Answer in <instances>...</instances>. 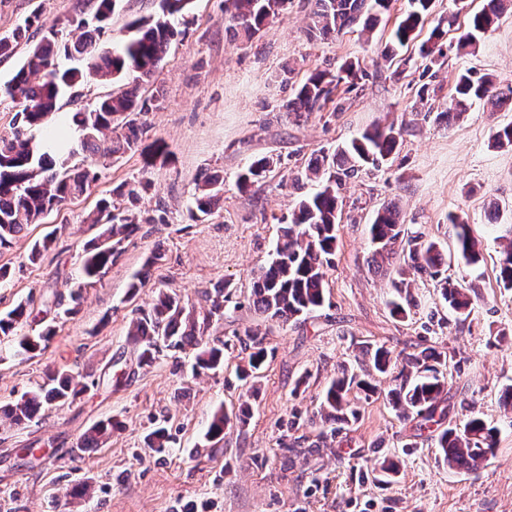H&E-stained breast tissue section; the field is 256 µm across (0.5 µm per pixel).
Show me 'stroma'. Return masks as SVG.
I'll use <instances>...</instances> for the list:
<instances>
[{
	"label": "stroma",
	"mask_w": 512,
	"mask_h": 512,
	"mask_svg": "<svg viewBox=\"0 0 512 512\" xmlns=\"http://www.w3.org/2000/svg\"><path fill=\"white\" fill-rule=\"evenodd\" d=\"M481 6L482 0H433L417 37L387 60L382 52L409 0H393L370 36L353 28L325 40L309 35L308 0H287L258 34L235 40L226 33L224 0H192L185 35L172 43L147 85L162 104L149 114L138 151L97 165L91 194L63 205L0 251V264L12 271L0 286L3 314L28 297L65 291L79 276L82 246L93 235L86 218L96 202L126 181L150 184L138 203L147 224L85 290L79 313L67 317L45 307L38 321L23 325L30 335L42 324L55 325L42 355H15L14 338L0 337L1 405L41 383L54 366L78 371L87 385L74 403L50 408L26 428L0 423V512H512V410H504L501 399L512 385V289L499 283L497 268L512 225V149L491 145L496 129L512 123V106L494 110L476 102L446 124L431 115L447 105L459 71L473 68L512 84V10L475 51L457 47ZM36 10L68 41L78 37L75 22L91 17L94 3L0 0V34ZM158 13L159 0H117L101 49L119 46L131 22ZM436 28L444 31L445 63L429 74L420 50ZM350 61L360 62L366 76L343 93V111L288 115L286 101L313 69L337 74ZM425 83L436 93L422 106L417 91ZM376 124L400 128L399 149L381 167H361L342 192L339 247L326 271L329 299L295 323L265 318L252 305L253 277L268 262L282 225L316 189L306 177L310 156ZM264 156L276 167L239 191L237 174ZM204 174L223 178V207L192 222L187 211ZM490 199L498 203L497 215L486 208ZM390 204L406 232L438 244L449 275L473 295L468 318H458L434 283L417 277L411 288L416 309L403 319L391 315L397 274L367 263L369 226ZM452 214L480 241L478 265L457 256ZM52 229V250L28 263L32 240ZM157 248L164 259L126 302L133 274ZM223 282L230 283L232 298L208 340L257 328L266 336L267 358L249 424L225 429L223 442L209 447L212 413L243 400L236 368L245 365L244 353L226 351L216 372L195 373L190 348L179 360L164 355L143 370L127 332L132 308L149 307L156 289L175 290L199 307L202 291ZM381 345L396 356L426 347L447 352L449 420H462L469 405L499 430L495 455L483 469H449L431 432L398 418L387 399L399 382L395 367L375 376L376 394L351 392L359 417L336 435H322L317 423L293 425L294 416L307 421L313 415L339 370L371 372L365 349ZM108 418L120 427L106 444L78 451V440ZM156 418L167 419L172 435L162 453L146 441ZM32 448L39 456H29ZM385 457L398 461L399 473L381 486L371 470ZM84 484L90 497L72 496V488Z\"/></svg>",
	"instance_id": "obj_1"
}]
</instances>
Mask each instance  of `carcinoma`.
I'll return each instance as SVG.
<instances>
[{"label": "carcinoma", "instance_id": "1", "mask_svg": "<svg viewBox=\"0 0 512 512\" xmlns=\"http://www.w3.org/2000/svg\"><path fill=\"white\" fill-rule=\"evenodd\" d=\"M192 0H160V13L155 18L132 24L134 34L108 53L97 52V37L111 18L116 0H97L94 23L82 19L77 27L82 35L74 42L59 46L58 31L50 29L42 38L32 42V29H41L40 16L32 12L8 34L0 36V56L10 55L21 44L30 46L28 56L3 89V95L17 107L13 116L11 136L0 138V249L21 237L28 227L42 216L90 190L96 173L87 159L117 160L128 152H136L144 134L147 114L158 108L156 99L141 93L142 84L149 81L165 60L170 44L181 34L176 20L184 18ZM284 0H225L227 30L237 36L252 37L270 19L279 14ZM412 9L399 21L394 30V41L400 46L414 40L423 25L432 0H410ZM392 0H312L309 34L326 38L346 28L360 26L371 29L378 15L388 11ZM505 7V0H484L482 8L469 18V30L458 41V47L476 45L495 30ZM69 59L84 62V67H62L59 50ZM137 74L130 87L99 98L95 104L81 106L62 116L61 127L77 133L71 141L63 133L56 139L37 140L38 149L31 153L24 145L28 134L44 128L59 110V100L65 93L75 96L88 77L113 81L124 74ZM344 75H333L316 69L293 92L286 104L288 113L297 118L313 112H340L341 100L337 90L341 82L354 87L363 79L365 70L348 63ZM475 101L493 108L512 102V86L501 88L486 74L472 69L459 72L455 78L454 93L448 106L435 114L434 121L459 119ZM400 132L394 125L376 126L360 137L337 147L333 152L321 151L309 160L308 179L318 183L312 194L299 202L291 223L281 228V234L270 261L256 272L252 288V304L266 317L283 324L323 306L326 298V268L331 265L337 248L336 224L342 205L340 190L345 180L355 176L362 164L379 165L389 160L399 148ZM82 162L75 163L78 155ZM272 161L266 157L255 160L242 170L236 180L239 191L245 192L268 171ZM145 185L122 183L113 195L124 197L130 206L119 209L114 201L101 199L91 223L100 226L97 236L87 241L82 250L80 274L69 287L68 295L53 294L52 304L63 308V314L77 313L83 299V290L97 283L105 270L122 253L123 241L139 230V225L151 223L141 219L131 208ZM224 180L205 176L197 181L195 205L189 217L197 220L218 211L223 198ZM455 228L456 252L468 265L481 260L479 243L470 224L458 217L450 218ZM374 250L371 262L389 261L400 255L404 266L397 270L401 276L409 268L422 279L433 281L449 308L467 318L472 311L471 298L458 281L443 275L444 258L436 243L421 240L419 236L405 237L396 207L378 210L370 227ZM55 240L52 233L36 240L30 247L28 260L43 259ZM163 259L160 250L153 251L128 285L129 297H134L149 281V271ZM499 279L512 289V241L502 250L499 259ZM396 293L391 302V313L399 318L410 315L413 307L404 279L392 282ZM227 284L203 291L205 305L200 309L188 307L178 294L160 290L153 306L137 310L131 320L129 340L136 353L137 366H152L165 351L177 354L185 347L196 350L195 367L202 371H216L224 367V349L228 343H210L204 340L205 331L224 320V302ZM31 315L30 302H21L0 315V334L17 335V329ZM56 329L45 326L34 336L22 335L17 340L20 355L44 351ZM249 351L247 367L240 369V377H259L267 357L265 337L257 331H244ZM373 368L379 374L387 373L393 363L390 351L378 347L372 355ZM447 354L434 349H423L405 359L400 371L403 382L388 392L390 403L403 419H417L422 429H434L435 447L450 467L476 471L494 454L498 430L475 413L465 415L461 423L447 426V406L441 405L447 382L445 370ZM46 381L25 392L16 402L0 408V413L17 428H25L52 406H62L84 392L82 376L67 367L47 370ZM358 389L369 395L377 385L356 375L336 377L324 394L319 407L322 423L334 425L358 418L359 412L350 406L349 394ZM251 416L250 403L244 401L232 414L218 408L212 415L205 438L209 442L224 440V428L230 424L246 426ZM166 420L155 421L148 434L149 446L159 451L168 447L171 436ZM118 422L106 419L96 423L85 434L78 447L97 448L112 434Z\"/></svg>", "mask_w": 512, "mask_h": 512}]
</instances>
